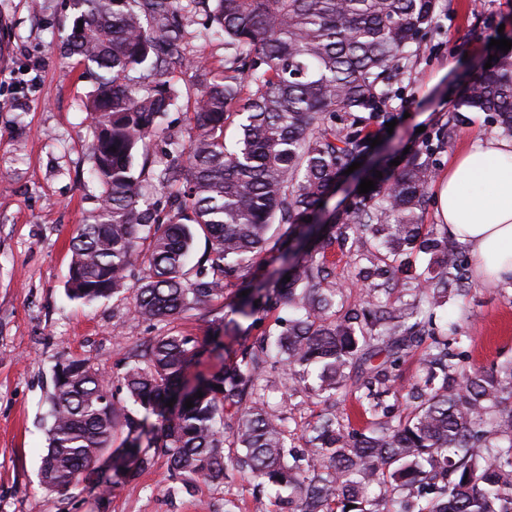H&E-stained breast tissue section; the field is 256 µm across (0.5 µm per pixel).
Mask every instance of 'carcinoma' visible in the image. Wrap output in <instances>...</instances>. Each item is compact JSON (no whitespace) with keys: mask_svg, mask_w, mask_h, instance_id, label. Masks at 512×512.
Masks as SVG:
<instances>
[{"mask_svg":"<svg viewBox=\"0 0 512 512\" xmlns=\"http://www.w3.org/2000/svg\"><path fill=\"white\" fill-rule=\"evenodd\" d=\"M75 20L67 55L94 84L87 106L88 152L101 188L98 210L71 241L68 294L87 303L131 298L137 318L168 326L207 312L226 289L248 291L232 312L257 321L288 309L282 330L242 347L238 358L165 410L206 341L168 327L129 361L116 396L83 360L58 364L49 399L48 447L40 478L48 491L92 483L112 458L151 464L142 441L166 457L187 487L221 484L235 471L266 490L288 492L293 512H512V361L464 366L460 327L438 330L448 293L470 287L462 251L422 223L434 166L471 112L487 113L512 137V53L458 100L435 141L411 149L396 172L318 222L336 178L369 155L374 129L393 121L432 28L437 0H70ZM203 16L199 38L224 43L222 77L188 56L186 25ZM177 69L197 76L188 143L151 151L160 122L182 96ZM238 123L233 148L226 128ZM168 191L167 207L146 187ZM312 221H307V218ZM208 248L188 261L197 236ZM370 308L345 305L336 283L335 243ZM419 254L427 265L390 277ZM279 264L262 285L254 275ZM393 302L380 304V295ZM234 319L214 320L213 350ZM423 377L395 386L398 368L424 339ZM292 391L323 402L304 429L306 449L267 393L273 372ZM355 397L361 428L345 403ZM407 413L388 418L385 398ZM143 410L138 418L128 405ZM151 414L161 426L147 428ZM379 488L370 499L363 490ZM353 508H347V505Z\"/></svg>","mask_w":512,"mask_h":512,"instance_id":"carcinoma-1","label":"carcinoma"}]
</instances>
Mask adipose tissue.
I'll return each mask as SVG.
<instances>
[{
	"mask_svg": "<svg viewBox=\"0 0 512 512\" xmlns=\"http://www.w3.org/2000/svg\"><path fill=\"white\" fill-rule=\"evenodd\" d=\"M438 216L449 235L472 249L477 275L512 280V141L475 140L436 186Z\"/></svg>",
	"mask_w": 512,
	"mask_h": 512,
	"instance_id": "ef3b65f1",
	"label": "adipose tissue"
}]
</instances>
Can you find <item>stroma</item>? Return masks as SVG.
Instances as JSON below:
<instances>
[{
    "mask_svg": "<svg viewBox=\"0 0 512 512\" xmlns=\"http://www.w3.org/2000/svg\"><path fill=\"white\" fill-rule=\"evenodd\" d=\"M2 19L11 52L0 63V512H224L228 497L238 512H252L248 481L201 484L189 494L159 455L109 492L99 484L63 493L41 486L55 365L83 359L114 379L159 329L134 317L127 301L67 297L70 240L100 204L84 108L93 85L77 58L61 54L74 20L68 0H0ZM501 36L512 40V0H439L412 80L391 104L394 130L378 135L382 144L403 149L433 135L497 55L490 42ZM494 134L486 113H472L436 154V174L472 140ZM438 316L460 324L467 365L512 360V284L472 277Z\"/></svg>",
    "mask_w": 512,
    "mask_h": 512,
    "instance_id": "1",
    "label": "stroma"
}]
</instances>
